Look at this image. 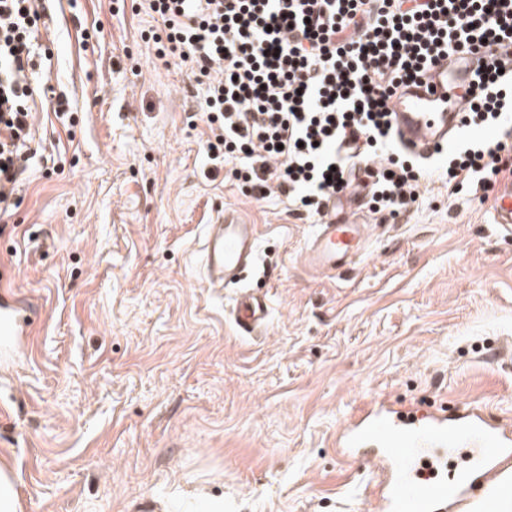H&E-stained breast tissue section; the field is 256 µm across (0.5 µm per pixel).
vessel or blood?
<instances>
[{"label": "vessel or blood", "mask_w": 512, "mask_h": 512, "mask_svg": "<svg viewBox=\"0 0 512 512\" xmlns=\"http://www.w3.org/2000/svg\"><path fill=\"white\" fill-rule=\"evenodd\" d=\"M472 68L460 58L440 64L429 79L395 97L393 122L400 146L426 156L448 141L458 126V107L450 98ZM493 214L497 228L511 233L512 184L498 190ZM364 236L363 225L342 217L339 206H330L303 244V260L316 269L342 267L359 255ZM257 247L255 225L237 210H224L205 237L204 266L210 284L231 283L238 271L255 262ZM233 313L238 329L247 335L265 323L269 305L266 297L242 288ZM22 333L15 306L0 302L1 369L17 362ZM336 446L344 459L372 452L381 461L374 512H468L475 476L490 482L512 469V429L492 424L470 408L448 416L379 403L345 426L336 436ZM461 448L468 451L464 466L448 478L429 480L434 459L455 455Z\"/></svg>", "instance_id": "1"}]
</instances>
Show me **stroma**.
Instances as JSON below:
<instances>
[{"label":"stroma","instance_id":"obj_1","mask_svg":"<svg viewBox=\"0 0 512 512\" xmlns=\"http://www.w3.org/2000/svg\"><path fill=\"white\" fill-rule=\"evenodd\" d=\"M28 72L34 164L0 218V290L26 299L0 374V458L19 512H372L370 459L336 432L371 401L512 424V234L474 188L422 182L399 216L361 198L363 250L301 257L313 222L255 200L205 153L200 86L121 0H43ZM256 224V262L209 287L208 224ZM270 314L241 335L237 288Z\"/></svg>","mask_w":512,"mask_h":512}]
</instances>
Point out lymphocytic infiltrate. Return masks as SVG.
Listing matches in <instances>:
<instances>
[{
	"instance_id": "1",
	"label": "lymphocytic infiltrate",
	"mask_w": 512,
	"mask_h": 512,
	"mask_svg": "<svg viewBox=\"0 0 512 512\" xmlns=\"http://www.w3.org/2000/svg\"><path fill=\"white\" fill-rule=\"evenodd\" d=\"M158 59L179 58L202 86L210 160L253 196L279 190L322 218L366 165L371 200L396 215L438 174L449 194L512 177V0H147ZM36 0H0V215L24 173L37 90L27 81ZM460 51L477 58L467 133L444 161H397L396 92ZM492 130L489 139L470 136Z\"/></svg>"
}]
</instances>
